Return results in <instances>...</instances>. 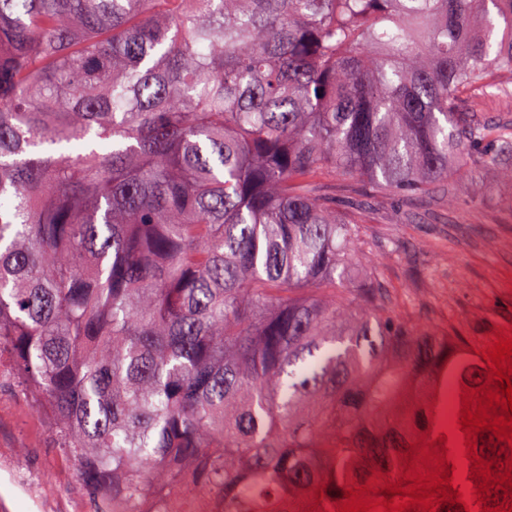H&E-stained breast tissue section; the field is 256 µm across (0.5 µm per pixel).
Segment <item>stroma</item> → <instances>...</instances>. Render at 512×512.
<instances>
[{
	"label": "stroma",
	"instance_id": "35a3bbf8",
	"mask_svg": "<svg viewBox=\"0 0 512 512\" xmlns=\"http://www.w3.org/2000/svg\"><path fill=\"white\" fill-rule=\"evenodd\" d=\"M358 266L376 273L394 315L463 336L476 349L512 339V182L460 170L447 191L369 199L358 215ZM55 489L63 512H89L77 467L54 448L40 414L0 380V512H41L17 479Z\"/></svg>",
	"mask_w": 512,
	"mask_h": 512
}]
</instances>
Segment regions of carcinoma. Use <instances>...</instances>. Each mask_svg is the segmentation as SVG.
<instances>
[{"label":"carcinoma","mask_w":512,"mask_h":512,"mask_svg":"<svg viewBox=\"0 0 512 512\" xmlns=\"http://www.w3.org/2000/svg\"><path fill=\"white\" fill-rule=\"evenodd\" d=\"M491 98L512 0H0V355L94 512H427L414 467L455 459L432 512H509L512 443L461 420L506 381L373 274L336 286L325 183L512 181Z\"/></svg>","instance_id":"1"}]
</instances>
